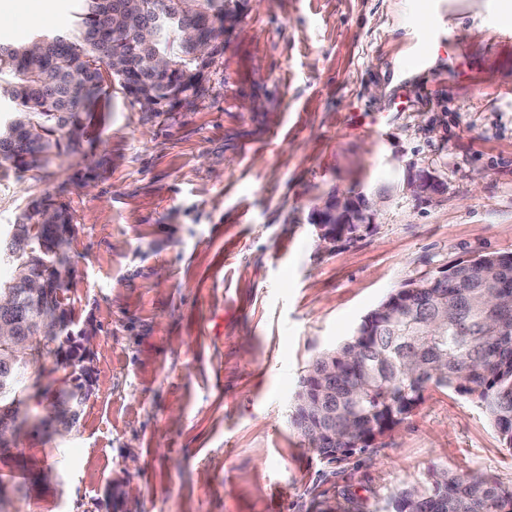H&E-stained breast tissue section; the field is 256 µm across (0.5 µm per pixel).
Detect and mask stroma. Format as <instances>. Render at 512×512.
Returning <instances> with one entry per match:
<instances>
[{
  "label": "stroma",
  "mask_w": 512,
  "mask_h": 512,
  "mask_svg": "<svg viewBox=\"0 0 512 512\" xmlns=\"http://www.w3.org/2000/svg\"><path fill=\"white\" fill-rule=\"evenodd\" d=\"M193 105L140 111L112 77L84 156L0 180V227L73 215L64 296L95 385L67 436L0 447V512H380L433 470L512 492L475 400L429 387L374 452L327 465L291 424L310 363L390 293L512 252V13L502 0H229ZM441 188L415 201L408 164ZM391 189L371 232L318 244L334 193Z\"/></svg>",
  "instance_id": "stroma-1"
}]
</instances>
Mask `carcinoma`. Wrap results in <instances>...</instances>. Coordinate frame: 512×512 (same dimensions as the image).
<instances>
[{"instance_id": "cac0c4a2", "label": "carcinoma", "mask_w": 512, "mask_h": 512, "mask_svg": "<svg viewBox=\"0 0 512 512\" xmlns=\"http://www.w3.org/2000/svg\"><path fill=\"white\" fill-rule=\"evenodd\" d=\"M227 2L141 0L151 23L145 33L115 0H75L72 31L0 41V176L83 154L81 113L106 72L143 112H170L200 95L213 63L200 50L224 55ZM71 224L68 204L47 196L0 232V263L14 268L0 280V295L16 299L0 308V320L15 326L0 353L24 350L0 360V420L16 421L18 407L43 396L27 386L31 365L63 364L76 352L56 336L27 353L34 305L24 297L28 274L45 268L52 303L70 321L63 245ZM420 283L401 317L371 310L348 340L309 365L292 423L320 460L338 464L367 452L412 414L430 385L473 398L512 450V253L460 258L447 279ZM63 383L58 422L74 426L89 395L78 374ZM327 448L336 457H325ZM508 503L512 493L489 475L443 471L391 495L382 512H504Z\"/></svg>"}]
</instances>
